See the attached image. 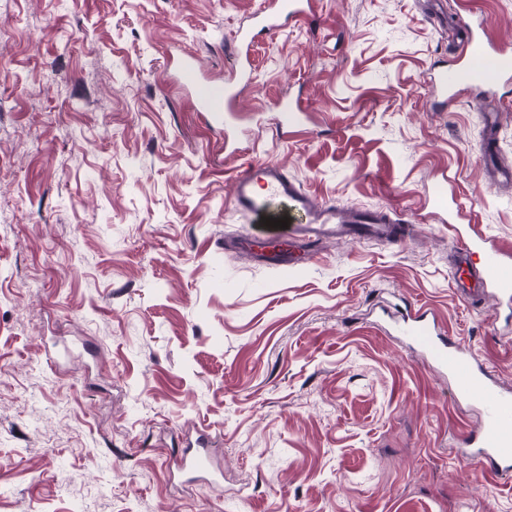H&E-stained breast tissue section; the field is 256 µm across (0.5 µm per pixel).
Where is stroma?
Here are the masks:
<instances>
[{"instance_id":"obj_1","label":"stroma","mask_w":512,"mask_h":512,"mask_svg":"<svg viewBox=\"0 0 512 512\" xmlns=\"http://www.w3.org/2000/svg\"><path fill=\"white\" fill-rule=\"evenodd\" d=\"M263 0H0V512H512V476L457 458L477 421L401 344L425 306L512 389L495 299L461 302L454 233L512 251V82L442 109L459 20L512 47V0H314L251 48L235 117L175 83L233 79ZM306 106L295 124L282 96ZM275 161L320 204L390 209L399 244L330 240L297 270L225 249L283 228L231 205ZM443 182L455 204L428 191ZM219 442L221 487L167 464Z\"/></svg>"}]
</instances>
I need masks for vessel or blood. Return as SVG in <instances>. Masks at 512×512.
Returning a JSON list of instances; mask_svg holds the SVG:
<instances>
[{"mask_svg": "<svg viewBox=\"0 0 512 512\" xmlns=\"http://www.w3.org/2000/svg\"><path fill=\"white\" fill-rule=\"evenodd\" d=\"M311 0H269L258 10L250 25L240 27L235 40L247 48L259 36H271L291 19L306 16ZM250 81L247 70H239L234 82L217 83L204 78L193 59L183 60L178 70L179 85L189 90L201 111L222 121L237 110L239 84ZM512 81V49L493 43L483 21H468L467 33L458 47L453 67L438 71L431 83L445 102H452L462 87H494ZM274 199L313 215L314 223L293 228L289 238L272 247L261 246L249 236L237 239L238 249L256 255L271 267L294 269L307 263L309 243L323 238L400 241L403 229L390 213L350 208L344 211L317 204L285 169L271 161L250 165L234 177L232 205L236 212L252 216L264 211ZM505 253L493 242L460 236L456 239V266L453 287L466 303L488 292L512 304V273L504 263ZM408 346L419 349L431 362L434 373L447 375L454 400L476 405L480 424L461 439L462 462L481 467L496 476L512 474V391L503 389L491 370L479 364L468 349L442 336L430 313L422 308L408 309L401 326ZM186 475L211 476L213 450L209 435L200 432L194 444L184 448L172 461Z\"/></svg>", "mask_w": 512, "mask_h": 512, "instance_id": "b4317fda", "label": "vessel or blood"}]
</instances>
